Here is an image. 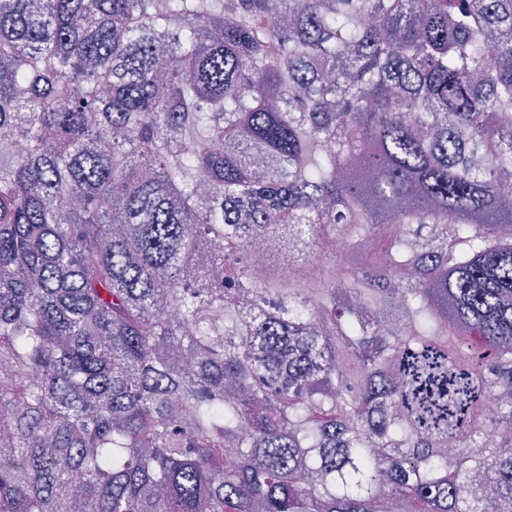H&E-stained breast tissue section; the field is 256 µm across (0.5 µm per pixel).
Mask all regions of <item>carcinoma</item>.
I'll return each instance as SVG.
<instances>
[{
    "mask_svg": "<svg viewBox=\"0 0 512 512\" xmlns=\"http://www.w3.org/2000/svg\"><path fill=\"white\" fill-rule=\"evenodd\" d=\"M257 508L512 512V0H0V512Z\"/></svg>",
    "mask_w": 512,
    "mask_h": 512,
    "instance_id": "1",
    "label": "carcinoma"
}]
</instances>
